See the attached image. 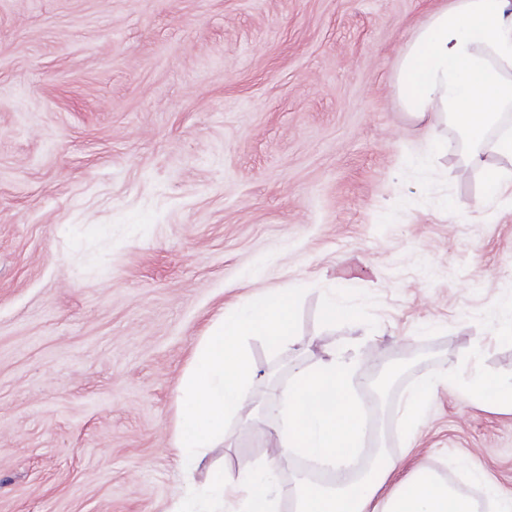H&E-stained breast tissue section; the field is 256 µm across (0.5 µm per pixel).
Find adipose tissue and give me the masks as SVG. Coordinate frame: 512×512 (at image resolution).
Masks as SVG:
<instances>
[{
	"label": "adipose tissue",
	"instance_id": "1",
	"mask_svg": "<svg viewBox=\"0 0 512 512\" xmlns=\"http://www.w3.org/2000/svg\"><path fill=\"white\" fill-rule=\"evenodd\" d=\"M404 108L415 119L453 123L470 146L468 164L483 170L487 191L512 189V170L487 166L493 153L512 159V130L500 131L512 106V0H451L432 12L404 50L396 73ZM354 364L332 356L292 371L288 388L273 401L271 436L277 458L301 455L326 470H346L367 435L366 408L354 397ZM400 463L380 456L353 483L330 490L296 488L297 512H477L474 502L419 466L393 480ZM273 465L207 489L219 512H277Z\"/></svg>",
	"mask_w": 512,
	"mask_h": 512
}]
</instances>
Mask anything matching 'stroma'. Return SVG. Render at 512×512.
<instances>
[{
	"instance_id": "1",
	"label": "stroma",
	"mask_w": 512,
	"mask_h": 512,
	"mask_svg": "<svg viewBox=\"0 0 512 512\" xmlns=\"http://www.w3.org/2000/svg\"><path fill=\"white\" fill-rule=\"evenodd\" d=\"M448 0H0V512H174L275 461L266 403L329 354L393 383L362 455L512 495V196L396 92ZM303 287L299 342L248 350L251 419L186 472L178 385L222 309ZM346 313L328 318L330 301ZM438 387L415 428L397 414ZM282 475L306 460L275 461ZM464 399L512 410V384L491 382L476 367L472 369Z\"/></svg>"
}]
</instances>
